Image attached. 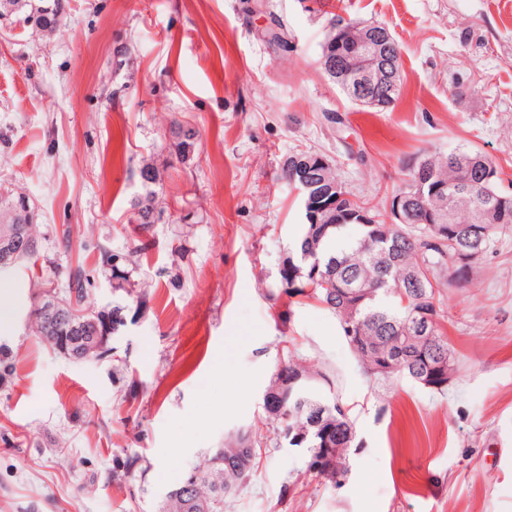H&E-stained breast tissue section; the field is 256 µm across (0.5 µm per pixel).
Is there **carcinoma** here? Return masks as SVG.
<instances>
[{
  "label": "carcinoma",
  "mask_w": 512,
  "mask_h": 512,
  "mask_svg": "<svg viewBox=\"0 0 512 512\" xmlns=\"http://www.w3.org/2000/svg\"><path fill=\"white\" fill-rule=\"evenodd\" d=\"M14 2L22 12L34 2L42 5L38 17L48 26L59 25L65 16L61 0ZM458 156L472 161V165L455 166L453 159ZM422 160L435 169L446 189L415 201L414 210L426 209L459 232L441 236L428 224H391L389 210L355 197L346 206L368 211L373 223L357 225L359 236L349 241L350 250H327V242L341 237L348 224L306 222L279 269L276 287L280 294L317 300L336 314L345 340L360 343L355 356L370 380L403 376L414 381L441 375L446 381L450 375L457 376L459 363L442 326L440 300L445 286L469 283L471 278L469 269L460 266L454 270L451 263L464 250H478L484 257L496 250L499 241L512 235V194L501 190V171L492 160L479 151L464 149L415 157L407 164V178L398 194L408 192L416 179V163ZM334 183H340V179L330 166L308 181V192L319 196L318 202L323 203L326 198L320 193ZM501 198L508 199L506 218L498 224L484 225L485 239L474 243L461 233ZM101 260L111 269L113 290L131 293L128 257L105 249ZM87 284L89 279L81 269L71 271L63 298L81 303L87 295ZM400 289L408 296L406 306L402 305ZM424 311L432 312L436 319L425 321ZM29 323L34 334L47 343L65 333L62 328L49 332L33 313ZM292 375L302 376V392H295L289 385ZM264 394L279 396L278 405L265 407L277 433L289 429L303 439L302 448L311 458L306 475L336 486L343 484L336 479V470L326 466L336 462L338 452L350 459L357 444L354 420L339 398L335 379L323 371L313 372L290 357L278 365ZM332 425L341 436L339 442L336 436L328 438L324 434ZM254 447L247 432L225 440L224 447L214 449L195 467L194 493L165 500L160 512H224L225 498L251 476Z\"/></svg>",
  "instance_id": "cac0c4a2"
}]
</instances>
